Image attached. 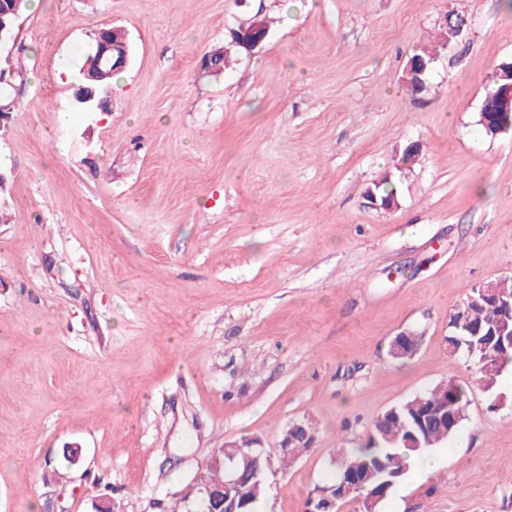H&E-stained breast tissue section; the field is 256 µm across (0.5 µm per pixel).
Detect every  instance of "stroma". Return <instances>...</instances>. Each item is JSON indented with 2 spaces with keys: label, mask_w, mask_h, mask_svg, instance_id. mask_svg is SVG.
I'll return each mask as SVG.
<instances>
[{
  "label": "stroma",
  "mask_w": 512,
  "mask_h": 512,
  "mask_svg": "<svg viewBox=\"0 0 512 512\" xmlns=\"http://www.w3.org/2000/svg\"><path fill=\"white\" fill-rule=\"evenodd\" d=\"M451 9L468 27L411 97ZM257 15L266 40L204 74ZM105 27L129 62L83 111ZM511 59L504 0H34L0 43V512H159L225 443L307 419L267 500L305 512L337 444L451 377L466 421L382 512H512V368L493 403L448 346L470 290L512 276V133L477 123ZM410 142L398 209L371 208Z\"/></svg>",
  "instance_id": "1"
}]
</instances>
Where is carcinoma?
Wrapping results in <instances>:
<instances>
[{
  "mask_svg": "<svg viewBox=\"0 0 512 512\" xmlns=\"http://www.w3.org/2000/svg\"><path fill=\"white\" fill-rule=\"evenodd\" d=\"M448 28L438 31V45L425 47L417 55L425 60L437 58L439 51L454 43L459 35L457 25L467 22L464 13L448 12ZM86 71L98 77L96 85L106 86L113 70L94 51L87 58ZM512 131V112H494L485 133L496 136ZM421 147L412 142L399 153L394 170L383 173L370 188L378 200L400 198L402 173L416 163ZM454 335L448 337L452 348L462 353L475 366V380L487 392L495 391L503 371L512 366V311L492 298L481 295L480 289L469 292L461 311L452 319ZM469 403L468 386L456 379L444 381L412 398L393 405L374 420L366 444L361 448L338 449L339 462L334 473L320 487L332 490L351 473L356 476L348 499L362 500L361 512H381V507L393 489L402 481L406 467L402 452L419 457L439 448L453 438L466 419ZM308 435L297 437L292 445L268 448H236L235 465L240 481L233 495L243 503V512H257L259 503L276 488L266 472L271 462L279 470H286L312 445L316 427L303 423ZM252 453L260 457L258 469L244 471L241 456ZM224 483V465L206 464L199 484L218 486ZM162 512H211V508L198 502L189 508L187 497L180 496L162 507Z\"/></svg>",
  "mask_w": 512,
  "mask_h": 512,
  "instance_id": "obj_1",
  "label": "carcinoma"
}]
</instances>
